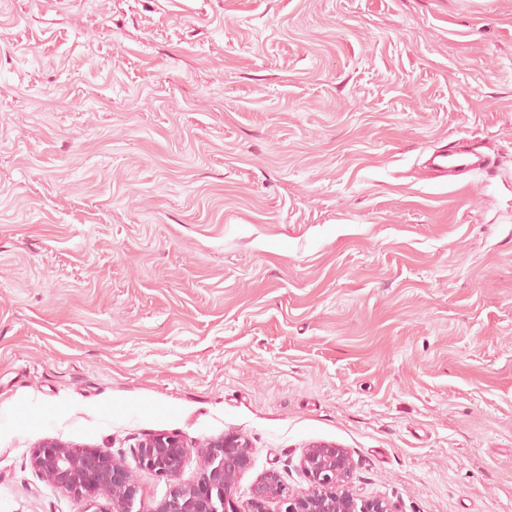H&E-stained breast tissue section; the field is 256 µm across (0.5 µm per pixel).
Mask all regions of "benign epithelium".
<instances>
[{
    "instance_id": "obj_1",
    "label": "benign epithelium",
    "mask_w": 512,
    "mask_h": 512,
    "mask_svg": "<svg viewBox=\"0 0 512 512\" xmlns=\"http://www.w3.org/2000/svg\"><path fill=\"white\" fill-rule=\"evenodd\" d=\"M190 449L167 433H158L141 443L140 465L172 481L168 495L153 512H393L379 498L362 499L351 486L348 452L334 444L309 446L301 458L308 488L296 493L277 473L269 471L252 485L250 497H234L239 476L251 467L247 440L234 434L210 439L197 449L202 466L198 478L180 479L181 467ZM32 464L50 485L69 494L86 508L108 501L96 512H140L138 486L131 472L106 448H86L75 454L62 442H47L32 452Z\"/></svg>"
}]
</instances>
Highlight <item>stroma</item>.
<instances>
[{"instance_id": "stroma-1", "label": "stroma", "mask_w": 512, "mask_h": 512, "mask_svg": "<svg viewBox=\"0 0 512 512\" xmlns=\"http://www.w3.org/2000/svg\"><path fill=\"white\" fill-rule=\"evenodd\" d=\"M157 433L512 512V0H0V512H82L47 441L152 512ZM430 168L443 175L462 168L464 171L491 172L492 164L488 156L482 153L477 146L439 149L429 160ZM32 464L55 488L85 504L88 512L104 498L108 506L95 512H140L138 486L131 472L106 448H85L80 454L62 442H47L32 452Z\"/></svg>"}]
</instances>
